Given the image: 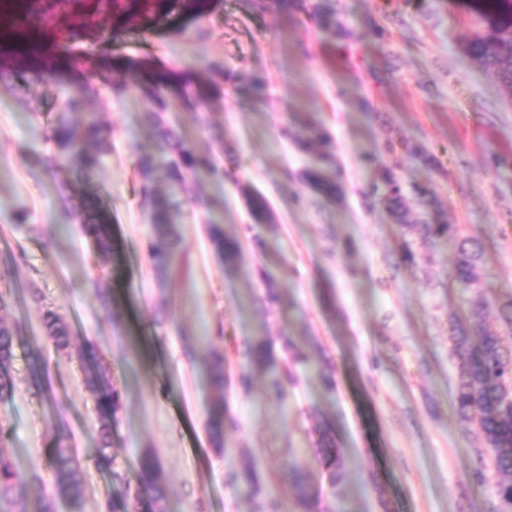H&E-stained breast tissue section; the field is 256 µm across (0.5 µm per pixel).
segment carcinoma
I'll return each mask as SVG.
<instances>
[{
    "mask_svg": "<svg viewBox=\"0 0 512 512\" xmlns=\"http://www.w3.org/2000/svg\"><path fill=\"white\" fill-rule=\"evenodd\" d=\"M480 27L465 43L463 51L477 68L492 74L503 86L512 90V0H476ZM253 7L260 11L281 9L304 10L325 31L341 38L345 29L336 16V11L327 5L316 3L305 6V0H253ZM138 90L149 99L152 109L144 113L146 124L154 133V147L150 153L139 157L138 168L142 181L143 203L149 208L153 220L154 240L148 249V260L159 278H164L172 260L176 229L171 221V204L168 197L157 190V182L164 180L171 187L181 185L198 169L217 172V158L224 152V144L218 143L215 150L200 155L184 142L164 119L169 101L157 92L156 85L143 82ZM91 89L70 99L68 111L59 113L52 127V140L56 153L44 159L50 169L69 166L81 175L96 169L102 158L111 150L104 125L98 112H89L84 120L75 125L71 114L84 110L86 94ZM218 88L211 84H197L194 90L184 88L175 92L177 102L184 108L196 110L209 101ZM307 128L305 138L297 141L303 153L315 155L316 164L303 172L307 186L318 196L334 200L341 188L328 176L325 166L333 163V156L326 151L329 135L319 124L304 121ZM384 187V203L400 224H409L408 209L399 177L391 169L381 174ZM252 219L257 224L272 221L273 216L266 198L259 193L246 197ZM78 227L82 234L92 239L101 253L112 250V216L101 199L91 194L81 199L77 213ZM426 238L448 240L457 247L454 277L463 287L475 281V270L481 259V251L468 247L469 240L458 238L457 228L446 222L421 225ZM210 241L214 249L224 255L227 264L237 262L240 247L236 239L224 235L218 227H211ZM490 317L487 305L476 301L470 309V319L465 325L455 327L452 337L454 352L460 358L457 384V411L467 421L476 422L486 446L492 453L496 471L503 476L497 485V495L506 507L512 506V351L504 349L499 336L488 331L486 323ZM46 336L44 347L61 352L70 345V329L57 312L48 309L43 315ZM19 325L10 327L0 322V400L13 396L14 341L21 336ZM250 363L269 373L275 393L282 391V379L288 371L278 372L279 360L271 342L261 337L253 342L248 352ZM211 385L224 391V355L214 352L206 367ZM88 386L94 390L108 391L101 406L99 458L110 469L113 485L118 491L109 494L102 505V512H141L142 493L150 495V512H164L162 501L165 495L162 467L156 453L144 450L136 461V486H131L127 475L116 468V460L109 449L112 444V428L119 420L122 410L120 392L112 387V380L104 368H97L86 377ZM32 384L45 398L47 406L57 419V428L62 439L73 436L66 417L65 406L55 397L53 378L47 365H42L32 376ZM206 429L211 444L224 448L226 410L224 403L215 405L209 412ZM321 465L326 469L331 484L345 476L344 458L329 435L322 437L320 448ZM54 471L58 474L53 489L36 473L23 469L18 462L0 451V512H29L28 504L35 499L38 512H56L57 500L66 501L71 507L82 505L85 496V480L77 449L70 445L56 444L49 449ZM257 464L252 459L229 473L227 482L241 496L252 499L256 494ZM288 483L294 490V500L302 512H313L319 497L318 490L307 482L302 471L291 465L287 471Z\"/></svg>",
    "mask_w": 512,
    "mask_h": 512,
    "instance_id": "1",
    "label": "carcinoma"
}]
</instances>
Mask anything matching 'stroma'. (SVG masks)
Instances as JSON below:
<instances>
[{
  "label": "stroma",
  "mask_w": 512,
  "mask_h": 512,
  "mask_svg": "<svg viewBox=\"0 0 512 512\" xmlns=\"http://www.w3.org/2000/svg\"><path fill=\"white\" fill-rule=\"evenodd\" d=\"M332 2L346 37L250 0H205L199 11L166 0L148 19L138 0L93 18L82 0H52L68 40L52 49L24 12L0 0V61L8 65L0 72V293L15 284L38 294L0 310V322L24 330L16 392L0 402V450L54 485L47 450L58 442L55 420L31 384L33 369L48 364L81 455V512H99L112 487L95 456L105 398L86 386L77 353L42 349L47 308L64 316L72 345L101 349L124 400L112 455L131 474L138 453L156 451L165 512H252L226 481L246 457L257 463L259 499L288 508L295 502L285 472L296 464L320 492L318 512L503 510L482 435L457 412L451 337L471 302L496 310L512 301V93L460 51L478 28L471 0ZM75 56L81 69L70 64ZM50 59L57 75L37 76ZM164 74L219 86L220 97L202 108L206 123L175 103L165 117L197 151L222 136L224 175L202 170L177 188L161 184L178 204L180 236L161 282L147 262L153 232L137 165L152 149L143 122L151 104L133 80ZM254 79L267 85L265 103L250 95ZM87 85L96 95L86 107L101 113L112 151L84 178L42 158L55 149L57 113ZM296 113L329 134L336 201L307 187L302 172L313 156L280 134ZM389 140L421 146L433 164L385 151ZM385 167L401 180L408 225L381 203ZM248 190L267 198L273 223H254ZM89 191L112 216L107 254L71 214ZM423 191L432 212L418 204ZM430 215L481 250L470 287L453 279L455 245L409 231ZM212 224L239 241L235 269L214 250ZM262 336L290 338L302 356L279 400L267 393V373L250 367L249 347ZM212 347L224 353L220 394L206 372ZM247 368L245 391L238 377ZM219 396L236 428L217 449L205 424ZM324 429L344 452L345 477L335 485L317 455Z\"/></svg>",
  "instance_id": "35a3bbf8"
}]
</instances>
